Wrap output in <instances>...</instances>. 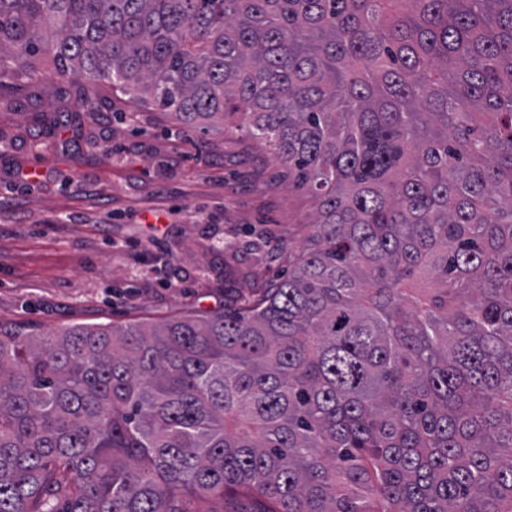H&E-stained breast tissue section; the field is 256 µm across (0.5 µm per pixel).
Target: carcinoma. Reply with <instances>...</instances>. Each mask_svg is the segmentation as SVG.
I'll return each mask as SVG.
<instances>
[{
  "instance_id": "obj_1",
  "label": "carcinoma",
  "mask_w": 512,
  "mask_h": 512,
  "mask_svg": "<svg viewBox=\"0 0 512 512\" xmlns=\"http://www.w3.org/2000/svg\"><path fill=\"white\" fill-rule=\"evenodd\" d=\"M269 146L288 276L0 333V512H512V0H0L41 63Z\"/></svg>"
}]
</instances>
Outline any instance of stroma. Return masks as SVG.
<instances>
[{"label":"stroma","instance_id":"35a3bbf8","mask_svg":"<svg viewBox=\"0 0 512 512\" xmlns=\"http://www.w3.org/2000/svg\"><path fill=\"white\" fill-rule=\"evenodd\" d=\"M0 82V330L157 322L214 311L288 271L310 197L270 148L89 87Z\"/></svg>","mask_w":512,"mask_h":512}]
</instances>
